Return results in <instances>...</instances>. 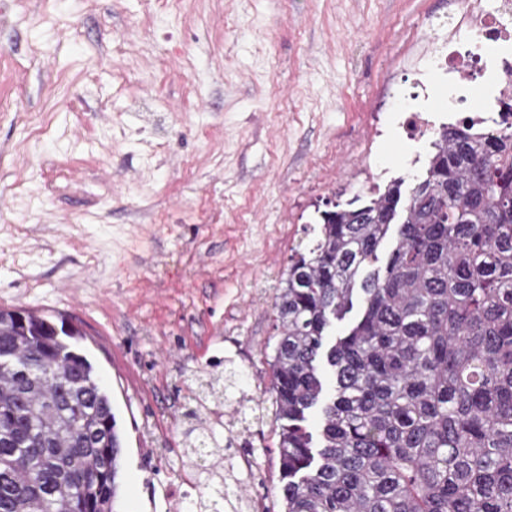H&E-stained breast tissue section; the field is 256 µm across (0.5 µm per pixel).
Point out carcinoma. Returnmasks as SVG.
I'll list each match as a JSON object with an SVG mask.
<instances>
[{
	"label": "carcinoma",
	"mask_w": 512,
	"mask_h": 512,
	"mask_svg": "<svg viewBox=\"0 0 512 512\" xmlns=\"http://www.w3.org/2000/svg\"><path fill=\"white\" fill-rule=\"evenodd\" d=\"M441 126L422 178L320 212L276 286L269 361L282 512H512V105ZM401 222L384 268L366 271ZM359 301L336 339V321ZM0 309V512H116L121 441L88 360ZM319 416L311 423V414ZM193 457L235 445L186 433ZM206 478L189 512H241Z\"/></svg>",
	"instance_id": "cac0c4a2"
}]
</instances>
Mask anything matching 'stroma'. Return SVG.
Masks as SVG:
<instances>
[{
    "label": "stroma",
    "instance_id": "1",
    "mask_svg": "<svg viewBox=\"0 0 512 512\" xmlns=\"http://www.w3.org/2000/svg\"><path fill=\"white\" fill-rule=\"evenodd\" d=\"M460 0H18L0 14V308L47 314L109 395L118 512H169L188 429L238 434L280 512L274 287L326 202L425 171ZM224 382L221 420L189 417ZM432 126L430 117L425 112L416 109H410L401 116L400 127L408 137L412 136L415 131H427Z\"/></svg>",
    "mask_w": 512,
    "mask_h": 512
}]
</instances>
